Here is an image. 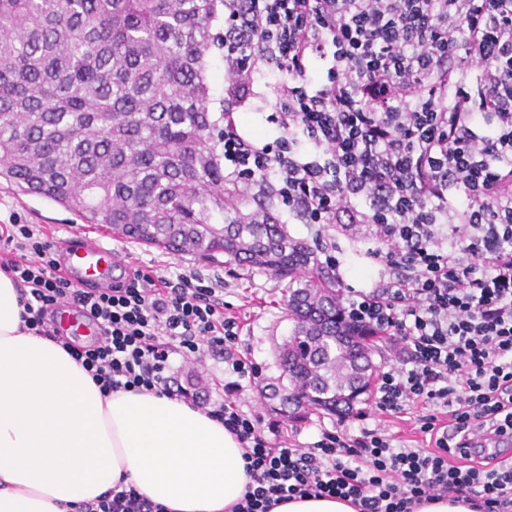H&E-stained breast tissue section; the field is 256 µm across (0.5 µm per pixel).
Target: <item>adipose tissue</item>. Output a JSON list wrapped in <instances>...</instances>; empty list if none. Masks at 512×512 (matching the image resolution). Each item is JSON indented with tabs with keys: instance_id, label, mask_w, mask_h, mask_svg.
Instances as JSON below:
<instances>
[{
	"instance_id": "1",
	"label": "adipose tissue",
	"mask_w": 512,
	"mask_h": 512,
	"mask_svg": "<svg viewBox=\"0 0 512 512\" xmlns=\"http://www.w3.org/2000/svg\"><path fill=\"white\" fill-rule=\"evenodd\" d=\"M22 310L0 271V512H74L122 479L170 512H229L247 479L221 423L165 395L102 396Z\"/></svg>"
}]
</instances>
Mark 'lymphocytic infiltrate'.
I'll use <instances>...</instances> for the list:
<instances>
[{"instance_id":"lymphocytic-infiltrate-1","label":"lymphocytic infiltrate","mask_w":512,"mask_h":512,"mask_svg":"<svg viewBox=\"0 0 512 512\" xmlns=\"http://www.w3.org/2000/svg\"><path fill=\"white\" fill-rule=\"evenodd\" d=\"M252 0L239 18L226 0L224 104L258 103L278 136L230 126L224 165L272 172L290 214L305 213L348 243L366 245L369 281L346 286V315L399 348L376 376L374 405L401 415L429 449L397 446L349 416L300 446L243 408L258 369L237 350L239 325L203 278L134 268L106 287L60 273L57 246L29 224L0 225V269L18 286L26 327L50 335L61 306L95 322L68 353L103 393L174 397L223 424L242 448L248 482L231 512H271L288 500L333 497L356 512H415L452 498L472 512H512V464L482 454L512 438V206L496 203L498 163L512 162V83L486 56L512 58V8L496 0ZM341 35L328 37L333 23ZM479 46L475 84L433 88L430 75L460 37ZM298 79L242 81L250 68ZM475 100L471 112L449 101ZM223 354L222 398L201 400L173 375L172 356ZM78 512H166L116 484Z\"/></svg>"}]
</instances>
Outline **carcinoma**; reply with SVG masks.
Listing matches in <instances>:
<instances>
[{
  "mask_svg": "<svg viewBox=\"0 0 512 512\" xmlns=\"http://www.w3.org/2000/svg\"><path fill=\"white\" fill-rule=\"evenodd\" d=\"M223 17L224 0H0V177L175 256L277 276L281 405L348 415L375 337L343 318L325 246L291 234L273 180L225 169L207 81Z\"/></svg>",
  "mask_w": 512,
  "mask_h": 512,
  "instance_id": "cac0c4a2",
  "label": "carcinoma"
}]
</instances>
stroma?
I'll use <instances>...</instances> for the list:
<instances>
[{"label": "stroma", "instance_id": "35a3bbf8", "mask_svg": "<svg viewBox=\"0 0 512 512\" xmlns=\"http://www.w3.org/2000/svg\"><path fill=\"white\" fill-rule=\"evenodd\" d=\"M34 224L58 247L91 237L112 248L119 256L152 267L159 273H195L205 281L224 283V300L231 303L240 317L241 355L259 365L261 373L243 398L250 408L265 416L278 417V399L272 393L281 384L278 348L293 328L285 305V290L271 273L223 260H204L191 255L173 256L167 251L147 246L116 232L110 227L86 224L60 205L34 195H26L5 179H0V224ZM180 383H197L201 396L217 399L222 393L224 360L219 355H206L200 373L187 367L174 369Z\"/></svg>", "mask_w": 512, "mask_h": 512}]
</instances>
